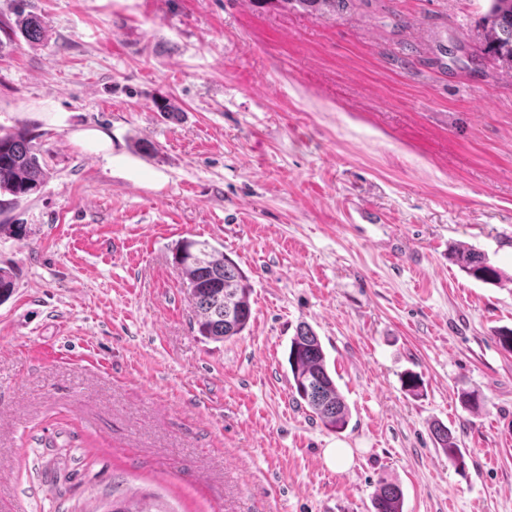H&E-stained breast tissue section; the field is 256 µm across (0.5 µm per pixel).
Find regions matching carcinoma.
<instances>
[{"instance_id":"carcinoma-1","label":"carcinoma","mask_w":512,"mask_h":512,"mask_svg":"<svg viewBox=\"0 0 512 512\" xmlns=\"http://www.w3.org/2000/svg\"><path fill=\"white\" fill-rule=\"evenodd\" d=\"M285 5L293 2L316 10L336 11L346 7L348 0H277ZM489 7L477 24V51L492 63L502 76L512 75V0H488ZM16 25L30 40L44 36L40 20L32 14H17ZM47 172L37 149L22 133L0 135V193L10 199L0 202L7 206L38 192ZM197 253L195 259L186 256L187 248ZM456 262L474 278L498 284L503 275L490 264L485 255L461 247L455 253ZM174 260L188 289L195 309L198 332L215 341L230 340L247 328L252 315L249 278L245 273L206 241L183 239L174 247ZM288 364L292 374L291 388L317 414L325 428L344 429L350 410L336 381L328 370L326 356L319 337L309 327L302 326L290 341ZM434 440L448 458L461 456L456 437L444 425L432 431ZM401 488L384 482L373 499L375 512H402ZM110 512H166V510L136 499V494L112 499Z\"/></svg>"}]
</instances>
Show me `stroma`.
<instances>
[{
  "mask_svg": "<svg viewBox=\"0 0 512 512\" xmlns=\"http://www.w3.org/2000/svg\"><path fill=\"white\" fill-rule=\"evenodd\" d=\"M486 8L0 0V133L47 171L0 209L25 227L0 233V512H110L116 487L167 512H374L383 481L403 512H512V284L450 256L512 275V77L476 55ZM84 127L126 171L71 140ZM184 238L248 276L241 336H200ZM303 324L350 408L341 431L290 387ZM455 259L464 271L483 282L498 284L503 278L501 271L490 264L484 254L473 248H459ZM432 434L438 448L448 455V459L457 460L461 456L457 439L448 427L437 424L433 427Z\"/></svg>",
  "mask_w": 512,
  "mask_h": 512,
  "instance_id": "1",
  "label": "stroma"
}]
</instances>
